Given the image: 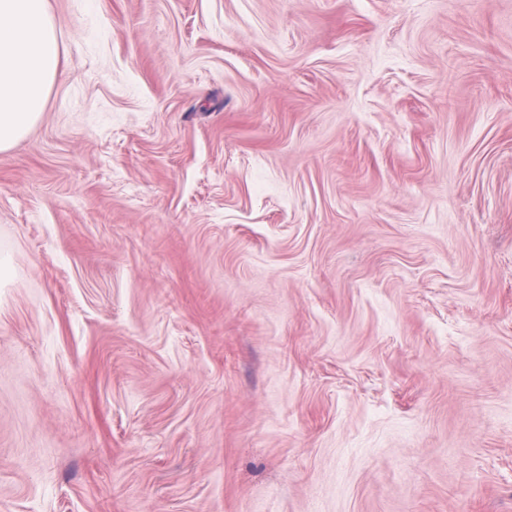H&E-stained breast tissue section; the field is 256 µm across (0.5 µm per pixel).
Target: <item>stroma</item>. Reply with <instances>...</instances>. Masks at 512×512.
<instances>
[{"label": "stroma", "instance_id": "1", "mask_svg": "<svg viewBox=\"0 0 512 512\" xmlns=\"http://www.w3.org/2000/svg\"><path fill=\"white\" fill-rule=\"evenodd\" d=\"M48 8L0 512H512V0Z\"/></svg>", "mask_w": 512, "mask_h": 512}]
</instances>
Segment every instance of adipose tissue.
<instances>
[{"mask_svg":"<svg viewBox=\"0 0 512 512\" xmlns=\"http://www.w3.org/2000/svg\"><path fill=\"white\" fill-rule=\"evenodd\" d=\"M59 58L47 0H0V151L39 121Z\"/></svg>","mask_w":512,"mask_h":512,"instance_id":"obj_1","label":"adipose tissue"}]
</instances>
